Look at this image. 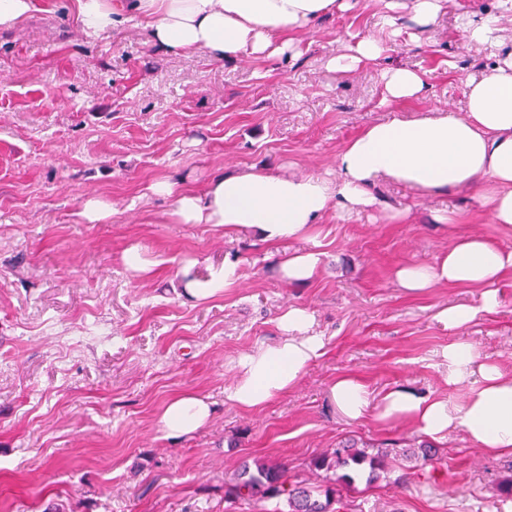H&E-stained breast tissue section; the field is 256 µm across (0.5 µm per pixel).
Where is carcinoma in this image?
I'll return each mask as SVG.
<instances>
[{
    "instance_id": "carcinoma-1",
    "label": "carcinoma",
    "mask_w": 512,
    "mask_h": 512,
    "mask_svg": "<svg viewBox=\"0 0 512 512\" xmlns=\"http://www.w3.org/2000/svg\"><path fill=\"white\" fill-rule=\"evenodd\" d=\"M369 464L371 469L379 465L377 457L368 455L365 450L349 446L336 452L335 459L319 457L314 460L317 469L344 468L350 464ZM338 485L326 487L325 501L315 498V489L288 482L284 469L266 463H257L255 468L245 464L238 474L237 481L227 490V495L241 502L249 512H255L261 504L271 498H287L289 512H333L330 506L343 504L342 486L353 482L345 473L337 478Z\"/></svg>"
}]
</instances>
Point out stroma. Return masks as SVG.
I'll return each mask as SVG.
<instances>
[{
	"label": "stroma",
	"mask_w": 512,
	"mask_h": 512,
	"mask_svg": "<svg viewBox=\"0 0 512 512\" xmlns=\"http://www.w3.org/2000/svg\"><path fill=\"white\" fill-rule=\"evenodd\" d=\"M494 5L448 0L421 31L408 10L350 0L276 59L169 54L138 17L97 37L72 0H38L0 31V512H235L224 492L243 464L275 462L317 486L325 474L311 460L348 441L396 449L373 481L345 490L350 512H506L511 456L483 454L455 433L436 443L432 468L403 455L423 441L412 427L345 418L329 397L344 375L377 397L397 387L448 395L441 355L454 338L512 370V277L498 285V311L454 337L436 313L477 304L479 289L408 295L394 281L399 266L434 262L459 235L512 247V230L491 223L472 193L415 197L381 185L376 195L405 220L332 210L311 240L274 246L167 218L215 174L255 165L324 175L369 124L462 112L465 78L497 56L467 43L459 18ZM371 34L389 46L379 62L344 76L327 69ZM397 65L424 74L427 99L383 105L382 73ZM160 181L171 195L153 192ZM91 198L110 205L107 219L83 217ZM442 212L452 223L435 222ZM309 249L323 254L318 275L281 279L279 264ZM132 252L146 271L128 268ZM228 258L239 264L233 286L204 301L184 293V267L203 278ZM293 305L313 313L324 355L288 394L238 407L225 391L239 359L275 345ZM186 394L209 401L212 418L170 436L163 410Z\"/></svg>",
	"instance_id": "obj_1"
}]
</instances>
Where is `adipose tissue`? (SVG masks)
<instances>
[{
    "label": "adipose tissue",
    "instance_id": "ef3b65f1",
    "mask_svg": "<svg viewBox=\"0 0 512 512\" xmlns=\"http://www.w3.org/2000/svg\"><path fill=\"white\" fill-rule=\"evenodd\" d=\"M85 31L113 33L131 15L147 18L152 43L171 54L202 51L216 59L242 53L275 55L294 32L312 29L326 14L347 9L348 0H75ZM386 52L385 41L363 36L351 52L336 55L328 67L336 74L353 71ZM385 100L398 104L425 96L424 76L406 67L384 70ZM464 114L440 109L411 118L368 125L341 147L336 176L289 175L251 166L212 177L203 196L179 197L171 215L181 224H220L225 233L250 229L275 244L309 235L314 224L337 210L343 215L383 211L374 189L394 183L417 196L474 190L493 223L512 229V51L489 74L465 81ZM512 274V249L478 235L457 236L435 262L398 268L394 277L404 291L419 293L438 286L466 284L481 288L479 304H451L436 314L455 333L494 312L497 283ZM308 309L292 306L279 319L283 333L276 345L243 356L240 376L228 398L252 409L293 390L310 364L322 355L321 335L313 332ZM449 389L456 403L395 388L381 398L352 376L336 379L331 396L349 419L365 416L381 424L406 423L439 440L462 433L486 454L512 453V372L482 359L468 342L454 341L443 351ZM204 399L185 395L162 414L170 435L191 433L211 417Z\"/></svg>",
    "mask_w": 512,
    "mask_h": 512
}]
</instances>
